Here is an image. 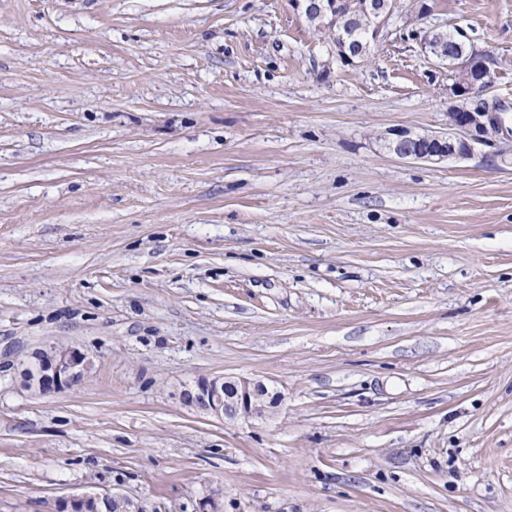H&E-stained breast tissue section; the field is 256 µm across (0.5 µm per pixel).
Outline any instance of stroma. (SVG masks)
I'll list each match as a JSON object with an SVG mask.
<instances>
[{"label":"stroma","instance_id":"35a3bbf8","mask_svg":"<svg viewBox=\"0 0 512 512\" xmlns=\"http://www.w3.org/2000/svg\"><path fill=\"white\" fill-rule=\"evenodd\" d=\"M400 3L347 65L294 0H0V512H512V143H379L448 128L423 28L512 108V0ZM49 342L93 368L41 395ZM432 37L435 41L441 42L444 44L448 43V48H437L432 47L427 44L424 45V49L428 50L434 56H437L441 59L447 58L448 60V72L452 77V82H454L455 77H460L461 71L457 68L458 60L461 56L466 55L470 50V43L460 41L458 39L457 30L448 31V30H440V29H429V31H424V37L426 36ZM181 398L185 405L224 422H247L280 402L279 393L270 391L261 381L233 376L198 379L183 390ZM111 500L110 512H113V507L120 503L126 505L125 510L121 512H147L141 503L134 501L131 497L110 491L84 492L61 498L57 501L55 510L57 512H103L101 507H108Z\"/></svg>","mask_w":512,"mask_h":512}]
</instances>
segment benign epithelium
Listing matches in <instances>:
<instances>
[{"instance_id":"7a95c632","label":"benign epithelium","mask_w":512,"mask_h":512,"mask_svg":"<svg viewBox=\"0 0 512 512\" xmlns=\"http://www.w3.org/2000/svg\"><path fill=\"white\" fill-rule=\"evenodd\" d=\"M342 4L343 0H304V11L313 20L334 19ZM362 5L379 31L398 9V0H363ZM494 65L492 56L483 55L474 64L481 71L479 80L448 86V131L418 134L393 128L380 136L383 146L403 160L439 163L468 158L478 147L498 139L512 141V126L506 125L504 113L484 107ZM32 358L35 372L26 380V387L39 394L75 382L91 367L86 353L55 344L33 353ZM181 398L185 405L228 422H247L280 402L279 393L269 390L264 383L233 376L199 379L183 390ZM120 503L126 505L123 512H147L131 497L110 491L64 497L57 501L55 510L103 512L101 507Z\"/></svg>"}]
</instances>
